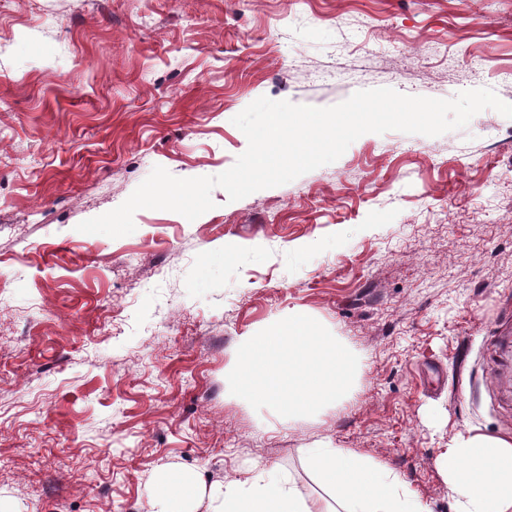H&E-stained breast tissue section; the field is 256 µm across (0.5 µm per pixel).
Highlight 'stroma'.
<instances>
[{
    "instance_id": "1",
    "label": "stroma",
    "mask_w": 512,
    "mask_h": 512,
    "mask_svg": "<svg viewBox=\"0 0 512 512\" xmlns=\"http://www.w3.org/2000/svg\"><path fill=\"white\" fill-rule=\"evenodd\" d=\"M380 87L512 103V0H0V512H149L159 472L255 462L316 498L320 442L453 512L446 448L512 435V119L368 133L192 221L77 229L154 167L228 170L259 97ZM292 316L357 359L294 419L236 383L248 337Z\"/></svg>"
}]
</instances>
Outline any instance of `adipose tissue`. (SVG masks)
I'll list each match as a JSON object with an SVG mask.
<instances>
[{
    "instance_id": "ef3b65f1",
    "label": "adipose tissue",
    "mask_w": 512,
    "mask_h": 512,
    "mask_svg": "<svg viewBox=\"0 0 512 512\" xmlns=\"http://www.w3.org/2000/svg\"><path fill=\"white\" fill-rule=\"evenodd\" d=\"M254 344L257 355L246 362V390L267 404L287 402L304 412L337 396L352 369L348 350L321 341L303 319L270 325ZM319 476L325 501L310 502L282 470L255 464L244 480L211 486L209 512H426L419 497L384 465L346 448L320 445L307 451ZM441 473L456 512H512V437L462 434L449 446ZM152 512H186L198 498L197 477H160Z\"/></svg>"
}]
</instances>
